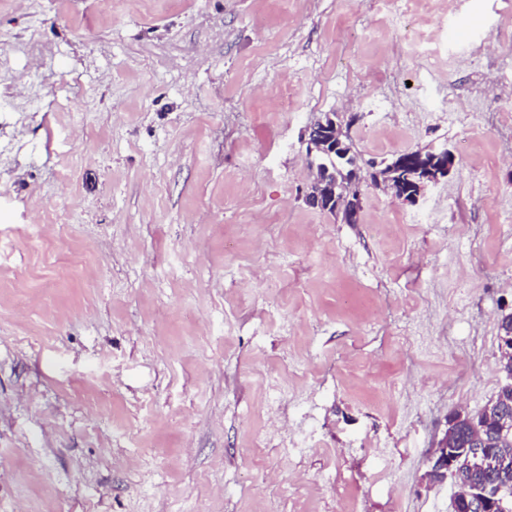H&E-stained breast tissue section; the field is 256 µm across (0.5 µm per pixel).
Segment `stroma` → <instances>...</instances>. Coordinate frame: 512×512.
<instances>
[{
    "instance_id": "obj_1",
    "label": "stroma",
    "mask_w": 512,
    "mask_h": 512,
    "mask_svg": "<svg viewBox=\"0 0 512 512\" xmlns=\"http://www.w3.org/2000/svg\"><path fill=\"white\" fill-rule=\"evenodd\" d=\"M416 25L434 68L397 0H0V512H336L338 474L450 512L432 454L512 313V0ZM327 112L360 165L456 166L344 223ZM328 124H325L322 120L318 121L311 129L314 132L316 149L320 152L327 154H344L345 144L343 138L348 137L343 131L342 125L336 124V118L331 113L327 114ZM329 126L334 127L335 132L331 133ZM310 131V132H311ZM409 153L412 154L423 167L428 165L432 167L424 168V172H421L422 167H418L416 172L413 173V175L416 176L415 180L409 178L410 174H406L409 185L407 191L401 198L409 202H415L426 182L437 181L441 177H446L451 172L455 166V157L448 151L442 152L441 164L438 168H434L439 162L438 154L435 152L416 150Z\"/></svg>"
}]
</instances>
